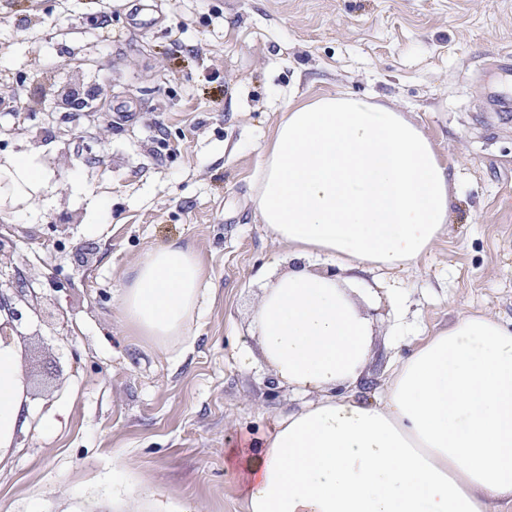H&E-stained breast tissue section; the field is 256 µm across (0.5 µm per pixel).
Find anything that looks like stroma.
<instances>
[{
    "label": "stroma",
    "mask_w": 512,
    "mask_h": 512,
    "mask_svg": "<svg viewBox=\"0 0 512 512\" xmlns=\"http://www.w3.org/2000/svg\"><path fill=\"white\" fill-rule=\"evenodd\" d=\"M512 0H0V161L43 185L0 196L14 242L0 287L31 292L19 344L30 425L0 451V512H85L137 485L149 512H245L231 450L314 401L282 384L251 335L287 254L252 199L290 103L327 94L409 113L455 174L452 220L416 264L363 280L375 334L354 396L462 312L512 321ZM106 90L99 129L54 111ZM178 240L212 292L184 342L126 335L116 296ZM254 350L242 367L244 347ZM100 96V90L96 86H89L86 89L80 86L68 87L58 102L60 109L71 114L84 115L90 124H95L100 111L91 106L90 101ZM82 112V113H77Z\"/></svg>",
    "instance_id": "35a3bbf8"
}]
</instances>
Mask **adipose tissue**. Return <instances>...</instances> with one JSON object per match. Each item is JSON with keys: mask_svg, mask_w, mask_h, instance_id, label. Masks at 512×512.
<instances>
[{"mask_svg": "<svg viewBox=\"0 0 512 512\" xmlns=\"http://www.w3.org/2000/svg\"><path fill=\"white\" fill-rule=\"evenodd\" d=\"M255 179L288 267L266 282L253 331L275 380L320 398L234 450L247 512H492L512 498V325L459 316L401 361L379 400L349 392L373 336L349 275L408 267L448 224L452 172L429 137L403 113L321 96L290 104ZM42 183L28 158L0 166L14 195ZM320 255L338 275L312 269ZM204 281L190 246L149 250L117 295L125 329L180 342ZM24 390L17 348L0 338V449L26 422Z\"/></svg>", "mask_w": 512, "mask_h": 512, "instance_id": "obj_1", "label": "adipose tissue"}]
</instances>
